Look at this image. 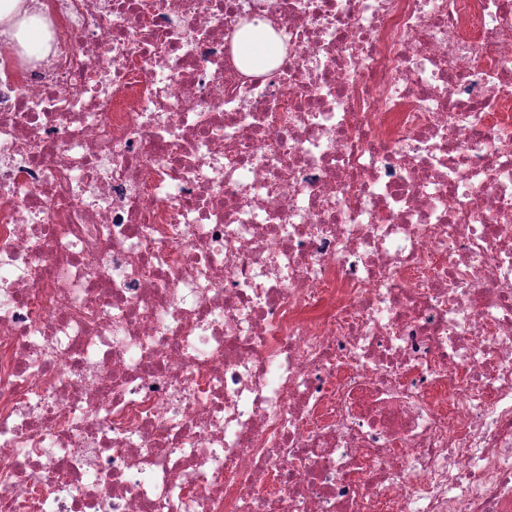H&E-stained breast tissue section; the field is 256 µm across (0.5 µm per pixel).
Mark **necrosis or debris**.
I'll return each instance as SVG.
<instances>
[{
    "label": "necrosis or debris",
    "instance_id": "necrosis-or-debris-1",
    "mask_svg": "<svg viewBox=\"0 0 512 512\" xmlns=\"http://www.w3.org/2000/svg\"><path fill=\"white\" fill-rule=\"evenodd\" d=\"M48 5L0 56V512H512V0ZM277 53H281V44L264 23L247 26L237 35L236 56L246 71L267 69Z\"/></svg>",
    "mask_w": 512,
    "mask_h": 512
}]
</instances>
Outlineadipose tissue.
I'll use <instances>...</instances> for the list:
<instances>
[{"label": "adipose tissue", "mask_w": 512, "mask_h": 512, "mask_svg": "<svg viewBox=\"0 0 512 512\" xmlns=\"http://www.w3.org/2000/svg\"><path fill=\"white\" fill-rule=\"evenodd\" d=\"M43 0H0V42L20 48L23 53L43 42ZM281 51L268 25H250L236 38V56L249 72L268 68Z\"/></svg>", "instance_id": "adipose-tissue-1"}]
</instances>
